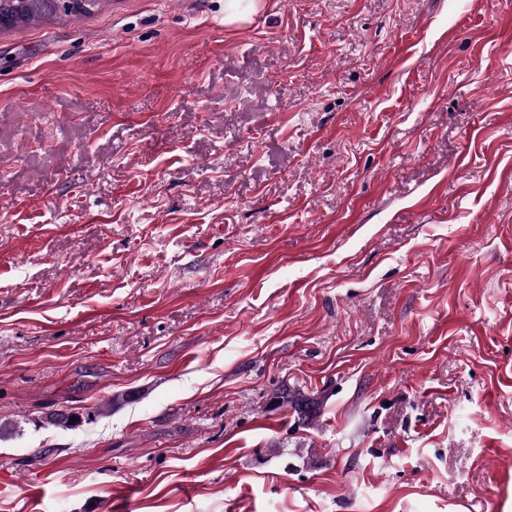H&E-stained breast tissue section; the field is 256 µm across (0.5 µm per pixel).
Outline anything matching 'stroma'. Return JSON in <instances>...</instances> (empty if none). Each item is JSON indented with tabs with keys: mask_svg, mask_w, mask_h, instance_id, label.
<instances>
[{
	"mask_svg": "<svg viewBox=\"0 0 512 512\" xmlns=\"http://www.w3.org/2000/svg\"><path fill=\"white\" fill-rule=\"evenodd\" d=\"M0 420V512H512V0L0 32Z\"/></svg>",
	"mask_w": 512,
	"mask_h": 512,
	"instance_id": "1",
	"label": "stroma"
}]
</instances>
